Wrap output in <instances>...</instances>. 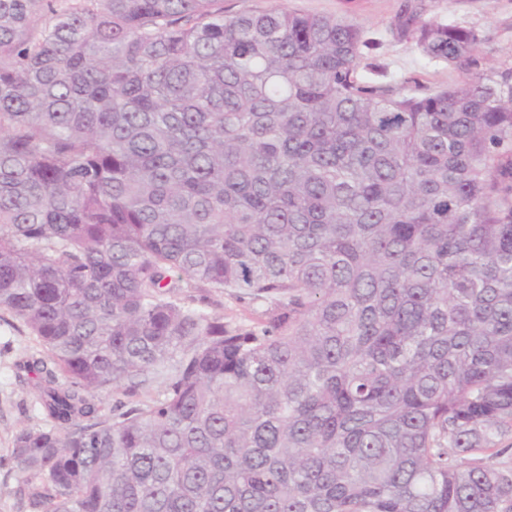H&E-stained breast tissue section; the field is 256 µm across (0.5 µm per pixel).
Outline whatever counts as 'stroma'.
<instances>
[{
    "label": "stroma",
    "instance_id": "1",
    "mask_svg": "<svg viewBox=\"0 0 512 512\" xmlns=\"http://www.w3.org/2000/svg\"><path fill=\"white\" fill-rule=\"evenodd\" d=\"M408 6L424 18L475 29L485 62L512 59V0H224L230 13L285 8L352 20L364 27L371 41L368 57L385 67L388 81L405 82L424 92L458 81V69L428 61L413 40L398 34L397 17ZM186 297L244 326L255 323L261 312L260 305L249 298L219 295L206 288L190 289ZM43 353L26 326L0 311V512H25L26 486L12 457L13 438L20 428L43 426L44 419L35 381L17 364Z\"/></svg>",
    "mask_w": 512,
    "mask_h": 512
}]
</instances>
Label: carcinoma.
I'll return each mask as SVG.
<instances>
[{"mask_svg":"<svg viewBox=\"0 0 512 512\" xmlns=\"http://www.w3.org/2000/svg\"><path fill=\"white\" fill-rule=\"evenodd\" d=\"M399 28L462 78L382 81L336 16L0 0L27 512H512V61ZM185 296L196 304L205 305L211 313L223 316L224 320H231L243 326L255 323L261 312L260 304L247 297L219 295L208 288H192L185 292Z\"/></svg>","mask_w":512,"mask_h":512,"instance_id":"cac0c4a2","label":"carcinoma"}]
</instances>
